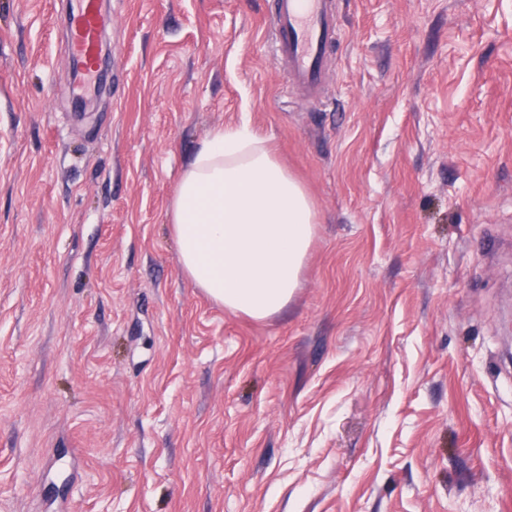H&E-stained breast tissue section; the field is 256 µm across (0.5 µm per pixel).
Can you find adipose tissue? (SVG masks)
<instances>
[{"mask_svg":"<svg viewBox=\"0 0 512 512\" xmlns=\"http://www.w3.org/2000/svg\"><path fill=\"white\" fill-rule=\"evenodd\" d=\"M167 220L193 285L226 308L264 319L299 286L317 211L267 137L244 120L202 141Z\"/></svg>","mask_w":512,"mask_h":512,"instance_id":"obj_1","label":"adipose tissue"}]
</instances>
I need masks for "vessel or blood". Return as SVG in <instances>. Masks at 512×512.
I'll list each match as a JSON object with an SVG mask.
<instances>
[{"label":"vessel or blood","instance_id":"obj_1","mask_svg":"<svg viewBox=\"0 0 512 512\" xmlns=\"http://www.w3.org/2000/svg\"><path fill=\"white\" fill-rule=\"evenodd\" d=\"M112 18L100 0H70L65 32L70 55L83 77L102 67L100 40ZM269 29L276 57L302 96L321 98L327 84L325 60L336 35L333 0H274Z\"/></svg>","mask_w":512,"mask_h":512}]
</instances>
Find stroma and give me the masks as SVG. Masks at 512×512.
I'll use <instances>...</instances> for the list:
<instances>
[{
    "label": "stroma",
    "mask_w": 512,
    "mask_h": 512,
    "mask_svg": "<svg viewBox=\"0 0 512 512\" xmlns=\"http://www.w3.org/2000/svg\"><path fill=\"white\" fill-rule=\"evenodd\" d=\"M326 96L273 0H0V512H512V0H335ZM248 120L319 222L279 313L185 277L167 210ZM99 0H71L65 18V32L70 55L82 70L81 91L90 89L86 79L96 76L101 67L100 40L112 24V16L104 13Z\"/></svg>",
    "instance_id": "obj_1"
}]
</instances>
